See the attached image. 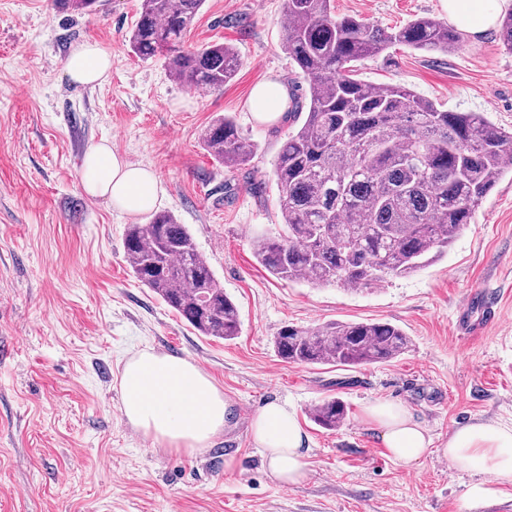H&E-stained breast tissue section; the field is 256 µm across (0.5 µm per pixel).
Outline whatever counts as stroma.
Instances as JSON below:
<instances>
[{
	"label": "stroma",
	"instance_id": "stroma-1",
	"mask_svg": "<svg viewBox=\"0 0 512 512\" xmlns=\"http://www.w3.org/2000/svg\"><path fill=\"white\" fill-rule=\"evenodd\" d=\"M337 15L384 28L420 16L446 19L440 0H334ZM139 0H103L90 13L52 0H0V512H500L512 506V476L448 466L451 433L474 423L512 427V174L504 175L447 254L406 277L348 290L271 276L256 260V233L282 224L272 181L288 119L257 121L252 89L290 81L281 47L283 0H205L188 46L234 45L241 66L220 91L198 92L144 61L127 36ZM100 43L112 55L107 81L73 83L72 48ZM360 79L401 85L454 112H483L512 128V51L498 31L464 36L453 54L393 46L362 63ZM231 116L257 144L228 169L202 134ZM110 141L153 169L157 208L187 225L241 321L231 341L199 335L131 275L123 239L131 219L89 197L79 172L87 149ZM481 288L498 301L499 324L462 336L461 306ZM388 322L411 345L383 363L295 364L273 340L293 324ZM152 350L190 360L230 404L220 436L200 454L153 446L127 421L118 375ZM341 398L347 417L332 431L312 407ZM287 402L308 435L299 485L270 474L250 435L267 401ZM405 406L433 438L434 452L405 467L391 460L363 420L376 401ZM495 496L474 502L472 485Z\"/></svg>",
	"mask_w": 512,
	"mask_h": 512
}]
</instances>
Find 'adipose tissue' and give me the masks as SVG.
<instances>
[{
	"mask_svg": "<svg viewBox=\"0 0 512 512\" xmlns=\"http://www.w3.org/2000/svg\"><path fill=\"white\" fill-rule=\"evenodd\" d=\"M506 0H440L449 21L458 29L480 36L493 28ZM65 71L81 85L99 84L111 73V55L97 42L74 48ZM287 85L266 81L249 99L254 117L263 122L281 118L288 108ZM84 191L108 199L124 214L139 218L149 213L162 192L156 173L131 163L109 141L91 145L80 171ZM123 412L137 429L162 447L200 453L224 429L229 403L213 380L183 358L143 351L128 359L119 378ZM367 422L379 432L391 459L404 466L419 463L433 441L425 427L402 405L377 401L364 410ZM250 433L261 448L273 477L282 485L300 483L307 474L308 437L286 403L271 401L254 415ZM462 470L483 469L512 475V429L470 424L455 429L442 450Z\"/></svg>",
	"mask_w": 512,
	"mask_h": 512,
	"instance_id": "obj_1",
	"label": "adipose tissue"
}]
</instances>
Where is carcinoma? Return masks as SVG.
<instances>
[{
	"mask_svg": "<svg viewBox=\"0 0 512 512\" xmlns=\"http://www.w3.org/2000/svg\"><path fill=\"white\" fill-rule=\"evenodd\" d=\"M61 11L89 12L98 0H53ZM204 0H141L128 42L143 60L162 55L170 75L193 89L220 91L241 65L224 42L187 48L184 37ZM282 49L295 74L309 80L307 101L289 118L301 126L274 163L283 231L258 234V263L283 281L371 288L406 276L448 251L496 183L512 173V129L480 112H450L409 88L371 84L357 64L392 44L448 53L461 34L437 18L387 30L338 17L331 0H284ZM226 167L257 151L233 118L216 117L203 135ZM133 277L204 336L231 341L240 333L235 302L224 293L184 224L169 212L128 226L124 242ZM410 345L388 322L284 326L274 341L284 362L356 366L388 362ZM338 397L320 402L311 419L334 430L346 419Z\"/></svg>",
	"mask_w": 512,
	"mask_h": 512,
	"instance_id": "cac0c4a2",
	"label": "carcinoma"
}]
</instances>
